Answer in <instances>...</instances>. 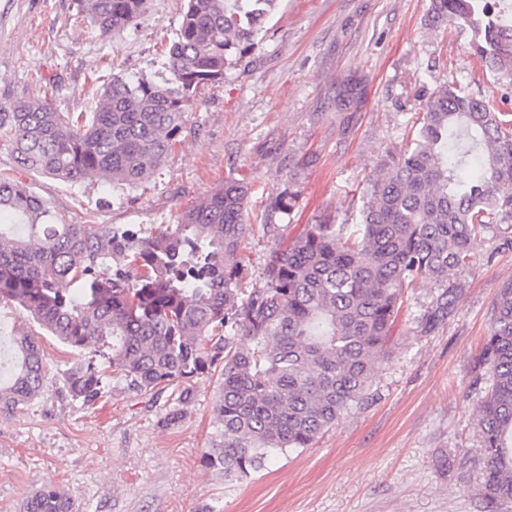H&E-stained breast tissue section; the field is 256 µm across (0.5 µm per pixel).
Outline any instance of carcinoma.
Wrapping results in <instances>:
<instances>
[{"instance_id": "cac0c4a2", "label": "carcinoma", "mask_w": 512, "mask_h": 512, "mask_svg": "<svg viewBox=\"0 0 512 512\" xmlns=\"http://www.w3.org/2000/svg\"><path fill=\"white\" fill-rule=\"evenodd\" d=\"M147 0H77L90 33L136 28ZM277 0H182L162 85L112 73L95 78L97 107L66 117L40 97L0 106V139L14 162L66 184L89 177L135 185L159 169L205 84L224 82L229 57L254 45ZM425 25L465 32L482 66L512 81V10L503 0H429ZM343 82L336 107L361 101ZM293 191L269 207L289 212ZM248 187L228 180L148 235L59 218L34 189L0 174V306L19 309L70 350L66 394L86 407L105 369L138 392L220 371L219 441L208 466L241 480L271 453L308 448L358 404L386 355L405 291L443 289L421 317L445 319L470 269L472 240L512 228V114L455 80L427 96L404 147L368 181L360 222L305 224L270 251L265 285L246 293L241 255ZM77 285L78 296L67 289ZM0 375V412L27 407L48 376L40 342L16 328ZM97 348L103 362L82 351ZM481 394V485L492 512L512 504V279L490 314L471 369ZM50 481L22 512H72Z\"/></svg>"}]
</instances>
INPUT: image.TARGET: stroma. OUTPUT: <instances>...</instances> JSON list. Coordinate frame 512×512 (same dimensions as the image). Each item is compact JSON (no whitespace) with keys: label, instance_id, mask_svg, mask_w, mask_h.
Returning <instances> with one entry per match:
<instances>
[{"label":"stroma","instance_id":"35a3bbf8","mask_svg":"<svg viewBox=\"0 0 512 512\" xmlns=\"http://www.w3.org/2000/svg\"><path fill=\"white\" fill-rule=\"evenodd\" d=\"M429 0H277L254 47L205 86L185 114L164 165L135 187L97 178L66 185L17 166L0 142V172L31 186L76 224L131 225L149 233L237 179L251 188L243 244L244 291L263 287L278 235L328 218L359 221L379 155L400 148L426 96L447 76L512 110V84L486 71L464 34L427 29ZM181 22L179 0H147L138 28L89 37L75 0H0V104L47 98L63 114L95 107L91 77H168L165 51ZM359 78L357 111L336 109L344 79ZM288 213L268 209L285 189ZM512 279V239L473 242L450 315L422 332L440 293L412 290L395 322L369 397L311 447L272 454L228 482L205 463L216 439L219 375L140 393L110 377L92 407L71 400L66 354L43 337L49 375L24 410L0 413V512L50 480L75 512H489L480 485V398L470 362L490 329L501 284ZM182 419L166 415L183 388Z\"/></svg>","mask_w":512,"mask_h":512}]
</instances>
